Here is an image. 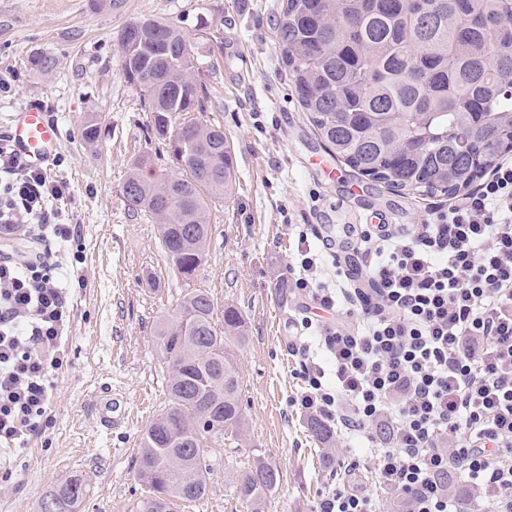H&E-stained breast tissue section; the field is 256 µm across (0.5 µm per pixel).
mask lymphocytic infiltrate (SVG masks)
Masks as SVG:
<instances>
[{
  "mask_svg": "<svg viewBox=\"0 0 512 512\" xmlns=\"http://www.w3.org/2000/svg\"><path fill=\"white\" fill-rule=\"evenodd\" d=\"M64 193L0 138V241L74 240L49 207ZM355 233L360 260L332 287L326 246L298 235L300 325L323 353L295 350L299 410L353 436L387 423L374 469L407 512H465L448 494L452 468L469 478L474 512H512V160L425 223ZM75 277L41 252L0 260V442L25 441L48 417Z\"/></svg>",
  "mask_w": 512,
  "mask_h": 512,
  "instance_id": "lymphocytic-infiltrate-1",
  "label": "lymphocytic infiltrate"
}]
</instances>
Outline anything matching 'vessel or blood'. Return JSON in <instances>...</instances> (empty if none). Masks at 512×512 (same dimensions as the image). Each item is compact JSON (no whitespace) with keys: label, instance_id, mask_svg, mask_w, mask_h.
<instances>
[{"label":"vessel or blood","instance_id":"obj_1","mask_svg":"<svg viewBox=\"0 0 512 512\" xmlns=\"http://www.w3.org/2000/svg\"><path fill=\"white\" fill-rule=\"evenodd\" d=\"M8 136L23 162L35 168L49 165L61 141L57 125L36 108L16 113L9 125Z\"/></svg>","mask_w":512,"mask_h":512}]
</instances>
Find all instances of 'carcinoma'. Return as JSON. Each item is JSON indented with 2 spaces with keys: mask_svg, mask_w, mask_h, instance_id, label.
Wrapping results in <instances>:
<instances>
[{
  "mask_svg": "<svg viewBox=\"0 0 512 512\" xmlns=\"http://www.w3.org/2000/svg\"><path fill=\"white\" fill-rule=\"evenodd\" d=\"M142 29L141 53L120 55L126 81L152 114L155 139L176 175L147 178L145 158L129 168L122 194L132 210L155 215L169 267L194 280L210 230L209 202L226 199L236 181L221 127L172 114L206 111L208 88L180 26L143 17L118 36ZM283 67L300 106L336 159L405 195L449 199L512 150V0H284L278 28ZM188 292L157 328L169 404L140 440L137 476L148 493L135 512H173L209 490V440L242 427L241 371L231 346L246 339L239 310ZM312 437L329 444L334 429L315 415ZM280 482L263 462L233 484L250 512ZM83 478L52 487L40 512H78Z\"/></svg>",
  "mask_w": 512,
  "mask_h": 512,
  "instance_id": "carcinoma-1",
  "label": "carcinoma"
}]
</instances>
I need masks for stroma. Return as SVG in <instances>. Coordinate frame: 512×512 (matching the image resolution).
<instances>
[{
	"label": "stroma",
	"instance_id": "1",
	"mask_svg": "<svg viewBox=\"0 0 512 512\" xmlns=\"http://www.w3.org/2000/svg\"><path fill=\"white\" fill-rule=\"evenodd\" d=\"M282 3L0 0V78L11 81L0 93V136L30 106L58 123L60 148L48 171L68 187L55 207L78 235L63 261L83 277L69 291L68 363L53 379L50 417L21 447L0 448V512H38L45 492L73 475L87 484L79 512H135L146 493L135 470L140 439L168 404L154 330L192 286L209 292L216 308H238L249 336L237 352L244 427L219 436L209 491L183 512H246L230 477L258 459L282 473L263 512H315L334 488L377 490L369 455L342 433L323 450L292 404L302 381L290 354L298 299L287 286L288 265L299 232L332 237L344 258L353 247L350 225L369 223L373 209L389 207L394 224H419L448 200L389 190L323 148L283 69ZM143 16L181 27L210 93L198 118L223 127L233 149L234 193L209 206L205 257L190 284L168 268L155 217L129 210L122 195L137 158H147L152 177L174 171L121 71L117 36ZM36 55L53 58V68L33 69ZM89 119L101 131L92 144L80 136ZM107 388L125 397L127 412L102 432L98 401ZM147 388L150 415L140 409Z\"/></svg>",
	"mask_w": 512,
	"mask_h": 512
}]
</instances>
